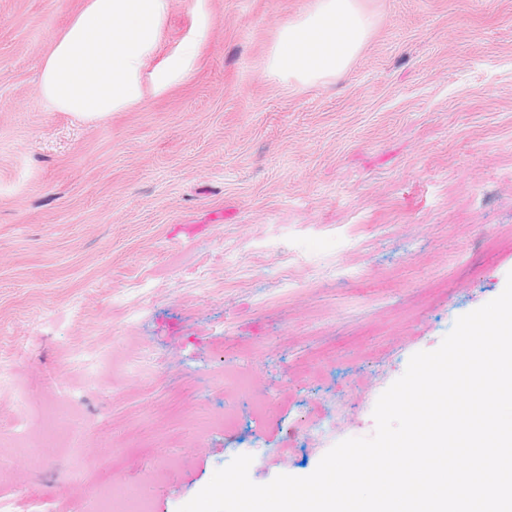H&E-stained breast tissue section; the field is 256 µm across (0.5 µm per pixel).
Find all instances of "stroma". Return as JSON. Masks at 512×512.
Instances as JSON below:
<instances>
[{"label":"stroma","instance_id":"1","mask_svg":"<svg viewBox=\"0 0 512 512\" xmlns=\"http://www.w3.org/2000/svg\"><path fill=\"white\" fill-rule=\"evenodd\" d=\"M84 2L0 0V512L309 476L512 273V0H360L313 85L267 73L311 0H167L191 70L94 121L40 89Z\"/></svg>","mask_w":512,"mask_h":512}]
</instances>
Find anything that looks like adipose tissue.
I'll return each instance as SVG.
<instances>
[{
	"instance_id": "1",
	"label": "adipose tissue",
	"mask_w": 512,
	"mask_h": 512,
	"mask_svg": "<svg viewBox=\"0 0 512 512\" xmlns=\"http://www.w3.org/2000/svg\"><path fill=\"white\" fill-rule=\"evenodd\" d=\"M166 0H86L44 58L43 96L59 111L99 119L138 104L144 84L164 92L190 70L196 42L146 71L161 37ZM373 17L359 0H314L284 25L271 77L312 84L348 68L367 41Z\"/></svg>"
}]
</instances>
